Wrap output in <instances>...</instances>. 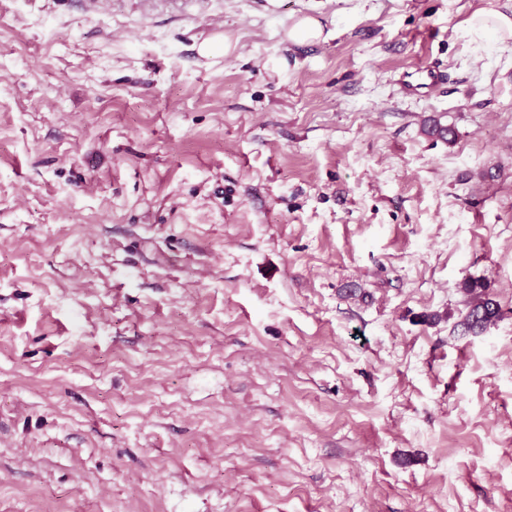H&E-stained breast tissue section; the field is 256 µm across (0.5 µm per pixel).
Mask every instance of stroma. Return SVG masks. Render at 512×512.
<instances>
[{"instance_id": "obj_1", "label": "stroma", "mask_w": 512, "mask_h": 512, "mask_svg": "<svg viewBox=\"0 0 512 512\" xmlns=\"http://www.w3.org/2000/svg\"><path fill=\"white\" fill-rule=\"evenodd\" d=\"M265 3L0 0V512H512V0ZM473 26L481 35L492 32L501 39L512 37V17L507 14L498 13L492 20L473 22ZM323 27L319 19L304 17L288 30V39L293 42L314 41L322 38ZM420 77L415 80H407L403 86L404 90L414 94L421 93V90L427 89L428 92L433 87L440 84L443 80V74L436 67L426 66L416 70ZM478 288L483 287L474 282L464 283V293L475 297V301L460 324L464 333L482 331L499 317V308L496 302L487 297L482 290L477 291Z\"/></svg>"}]
</instances>
